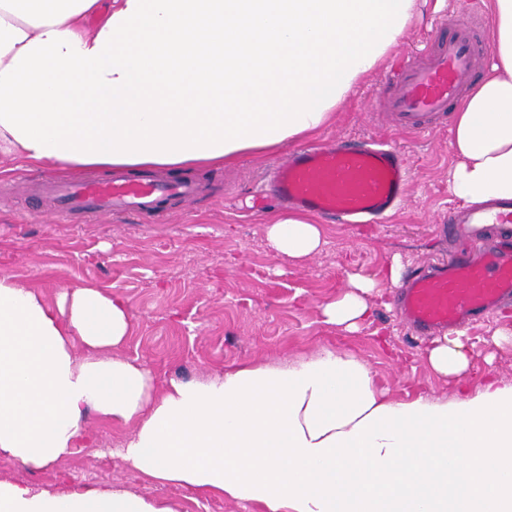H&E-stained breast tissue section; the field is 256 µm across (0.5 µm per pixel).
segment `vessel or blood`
Segmentation results:
<instances>
[{
	"label": "vessel or blood",
	"mask_w": 512,
	"mask_h": 512,
	"mask_svg": "<svg viewBox=\"0 0 512 512\" xmlns=\"http://www.w3.org/2000/svg\"><path fill=\"white\" fill-rule=\"evenodd\" d=\"M448 38L430 37L426 58H403L381 109L399 131L425 134L446 123L449 107L461 100L475 73L474 21L443 20ZM411 176L398 152L382 141L340 139L313 143L277 165L270 184L275 196L298 210L336 218L341 224H371L399 207ZM199 187L180 179L147 178L117 172L104 180H52L44 195L56 213L88 216L115 212L148 214L161 199L193 200ZM489 224L512 225V201H493L452 216V238L473 242ZM512 298V242L475 256H458L413 277L399 306L420 331H447L468 325Z\"/></svg>",
	"instance_id": "1"
}]
</instances>
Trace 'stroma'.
I'll use <instances>...</instances> for the list:
<instances>
[{
	"label": "stroma",
	"instance_id": "1",
	"mask_svg": "<svg viewBox=\"0 0 512 512\" xmlns=\"http://www.w3.org/2000/svg\"><path fill=\"white\" fill-rule=\"evenodd\" d=\"M476 12L488 24L484 0H419L396 45L347 95L323 136L385 139L409 157L411 189L401 207L381 224L323 223L325 245L305 259L274 255L268 217L252 207L268 167L284 160L289 146L251 154L229 167L165 170V177L200 182L192 202H161L153 215L114 214L90 219L59 216L35 194L51 175L38 166L11 168L0 161V275L41 288L47 299L89 281L125 298L132 329L119 356L149 367L157 386L218 374L246 361L276 362L327 348L353 354L374 382L394 399L452 396L454 380L436 375L421 359L428 336L415 335L396 308H375L355 332L326 324L323 304L340 297L348 277H380L400 257L403 277L457 249L442 224L459 201L448 188L454 162L448 131L411 138L390 127L376 98L392 81L399 61L424 56L426 37L440 14ZM512 328V301L463 328L471 351L467 377L492 373L512 380V345L495 346L493 332ZM86 448L53 466L31 470L0 459V480L62 489L85 483L119 484L173 506L175 512H260L259 506L205 498L186 488L143 480L118 456L103 466Z\"/></svg>",
	"mask_w": 512,
	"mask_h": 512
}]
</instances>
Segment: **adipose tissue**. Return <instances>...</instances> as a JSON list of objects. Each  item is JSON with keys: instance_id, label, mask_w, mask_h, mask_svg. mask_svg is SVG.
I'll use <instances>...</instances> for the list:
<instances>
[{"instance_id": "1", "label": "adipose tissue", "mask_w": 512, "mask_h": 512, "mask_svg": "<svg viewBox=\"0 0 512 512\" xmlns=\"http://www.w3.org/2000/svg\"><path fill=\"white\" fill-rule=\"evenodd\" d=\"M494 62L455 109L448 183L512 199V0H486ZM416 0H0V157L80 172L230 165L319 132L396 44ZM273 250L322 227L277 213ZM354 274L323 305L351 331L378 295ZM127 301L92 283L55 301L0 275V457L42 469L84 447L88 411L132 425L144 478L262 512H512V382L465 383L461 337L422 353L452 397L395 400L354 355L322 350L156 388L114 355ZM0 512H171L119 485L0 480Z\"/></svg>"}]
</instances>
